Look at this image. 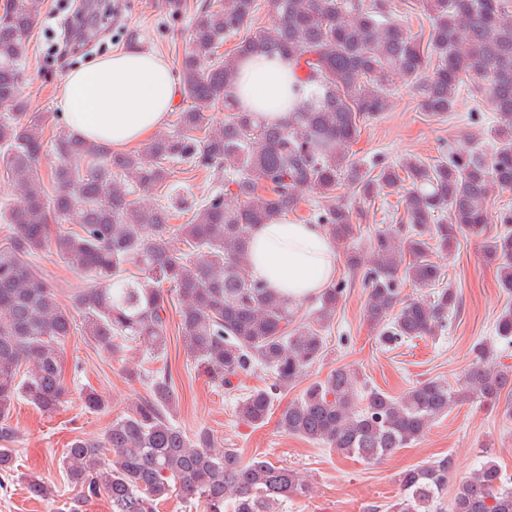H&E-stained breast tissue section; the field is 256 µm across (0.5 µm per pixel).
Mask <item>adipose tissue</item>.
I'll use <instances>...</instances> for the list:
<instances>
[{
  "mask_svg": "<svg viewBox=\"0 0 512 512\" xmlns=\"http://www.w3.org/2000/svg\"><path fill=\"white\" fill-rule=\"evenodd\" d=\"M292 66L281 56L254 55L238 66L235 96L242 110L268 123L287 122ZM179 96L162 54L129 45L71 70L55 98L73 135L110 149L144 143L161 126ZM250 270L273 293L302 302L318 295L336 274V251L321 224L279 218L257 225Z\"/></svg>",
  "mask_w": 512,
  "mask_h": 512,
  "instance_id": "obj_1",
  "label": "adipose tissue"
}]
</instances>
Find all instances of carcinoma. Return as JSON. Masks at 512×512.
<instances>
[{"label":"carcinoma","mask_w":512,"mask_h":512,"mask_svg":"<svg viewBox=\"0 0 512 512\" xmlns=\"http://www.w3.org/2000/svg\"><path fill=\"white\" fill-rule=\"evenodd\" d=\"M267 4L272 22L254 32L258 0L197 9L181 59L190 105L180 113L179 132L141 153L113 152L62 129L48 189L40 173L45 124L29 115L18 67L37 6L5 0L0 8V104L11 107L0 116V165L23 199L0 213L11 230L0 248V439L15 435V403L23 400L47 415L63 405L62 354L71 334L81 332L108 356L136 347L159 358L172 309L186 355L209 381L232 392L233 378L244 372L272 374L267 387L235 400L239 419L263 426L279 392L326 356L323 331L345 291L341 283L328 286L304 313L250 271L253 228L295 210L310 188L323 202L316 223L346 248L354 270L363 259L348 246L360 225L336 203L337 186L345 181L365 199L403 191L407 230L371 240L375 261L365 275L364 316L380 343L435 337L460 310L452 287L429 299H401L400 278L417 288L440 285L430 241L448 250L461 234L483 235L492 188L512 191V0H416L431 23L425 43L404 31L387 0ZM231 38L238 39L233 51L218 54ZM252 53L286 56L293 65L297 103L285 124H266L238 107V60ZM396 76L418 90L423 110L436 117L454 111L464 83L483 91L497 112L488 131L492 154L466 145L430 164L413 157L375 175L364 170L350 147L361 122L390 107ZM219 103L227 116L213 128L209 111ZM178 163L214 173L222 187L194 204L188 223L173 225L172 206L144 209L136 196L168 187ZM227 196L237 205H228ZM443 215L446 224L439 222ZM57 218L77 229L53 231ZM499 223L505 230L485 242L484 251L497 264L499 286L512 293V211L500 214ZM175 238L188 250L174 247ZM47 249L97 285L61 305L54 285L27 261ZM128 264L139 274H128ZM495 331L496 342L476 346L457 390L431 378L399 396L371 389L360 398V373L339 366L283 406L279 426L341 455L385 459L420 440L458 403L496 404L512 392V368L497 363V345L512 344V308L498 316ZM131 375L145 377L149 397L113 420L103 439H75L66 448L62 465L76 490L69 512H82L103 493L112 512H156L174 494L203 502L206 512H224L227 505L232 512H280L283 503L312 495L296 469L257 457L245 464L234 448L215 451L210 430L190 437L176 426L168 369ZM481 453L483 461L462 478L450 456L401 472L391 512H443L450 482L457 484L450 512H512V482L490 446ZM24 482L36 497L55 496L39 474L25 475Z\"/></svg>","instance_id":"cac0c4a2"}]
</instances>
